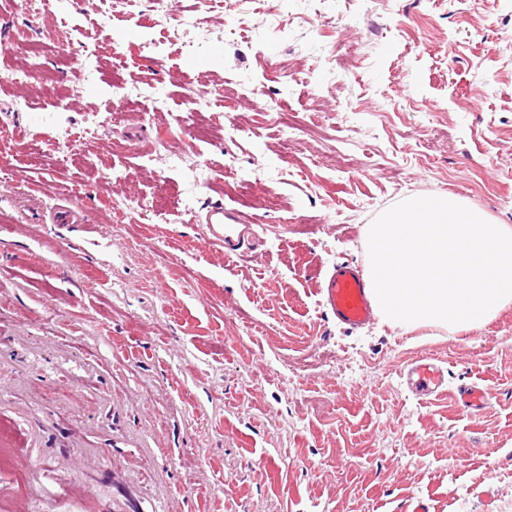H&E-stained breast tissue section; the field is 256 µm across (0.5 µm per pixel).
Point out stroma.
<instances>
[{
	"label": "stroma",
	"instance_id": "stroma-1",
	"mask_svg": "<svg viewBox=\"0 0 512 512\" xmlns=\"http://www.w3.org/2000/svg\"><path fill=\"white\" fill-rule=\"evenodd\" d=\"M0 128V512H512V305L353 329L320 294L408 196L512 226V0H0ZM200 224L208 228L207 241L213 245L224 247V257L231 260L233 256L244 255L246 240L251 234L252 224L248 217L236 212L227 211L224 205L211 206L199 219ZM431 357L422 356L408 364L402 378L407 387L417 396H438L448 386V371L433 363ZM487 404V393L474 384L462 385L458 389V408L464 414L477 415Z\"/></svg>",
	"mask_w": 512,
	"mask_h": 512
}]
</instances>
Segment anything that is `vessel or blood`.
<instances>
[{"label": "vessel or blood", "instance_id": "b4317fda", "mask_svg": "<svg viewBox=\"0 0 512 512\" xmlns=\"http://www.w3.org/2000/svg\"><path fill=\"white\" fill-rule=\"evenodd\" d=\"M208 228L209 243L223 247L225 259L244 255V245L252 229V221L224 206L215 205L200 218ZM327 308L336 320L350 327L371 322L374 310L371 290L361 267L339 266L329 277L323 290ZM402 377L407 387L418 396H436L448 386L446 368L422 356L408 364ZM487 403L486 392L476 385H463L458 389L457 405L464 414H479Z\"/></svg>", "mask_w": 512, "mask_h": 512}]
</instances>
